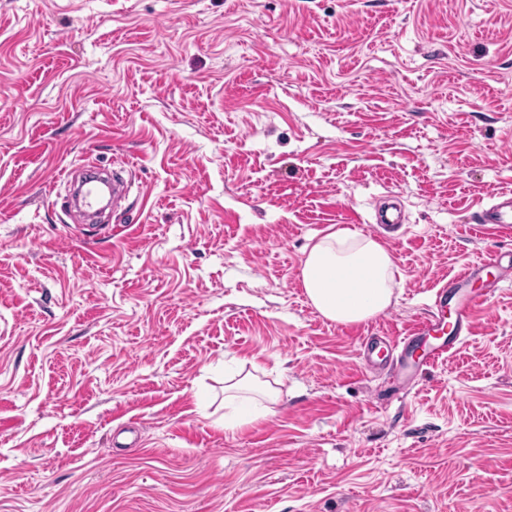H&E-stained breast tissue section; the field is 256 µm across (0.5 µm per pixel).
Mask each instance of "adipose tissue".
Instances as JSON below:
<instances>
[{
  "label": "adipose tissue",
  "mask_w": 512,
  "mask_h": 512,
  "mask_svg": "<svg viewBox=\"0 0 512 512\" xmlns=\"http://www.w3.org/2000/svg\"><path fill=\"white\" fill-rule=\"evenodd\" d=\"M391 252L378 240L347 230L320 237L307 251L303 288L326 319L358 323L386 311L398 286Z\"/></svg>",
  "instance_id": "adipose-tissue-1"
}]
</instances>
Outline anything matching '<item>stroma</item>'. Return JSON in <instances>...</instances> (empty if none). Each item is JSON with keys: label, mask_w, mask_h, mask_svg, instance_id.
I'll return each instance as SVG.
<instances>
[{"label": "stroma", "mask_w": 512, "mask_h": 512, "mask_svg": "<svg viewBox=\"0 0 512 512\" xmlns=\"http://www.w3.org/2000/svg\"><path fill=\"white\" fill-rule=\"evenodd\" d=\"M83 163L130 188L80 231ZM507 190L512 0H0V512H512L498 269L415 387L358 357L512 248L473 218ZM331 229L402 274L371 320L307 302Z\"/></svg>", "instance_id": "obj_1"}]
</instances>
